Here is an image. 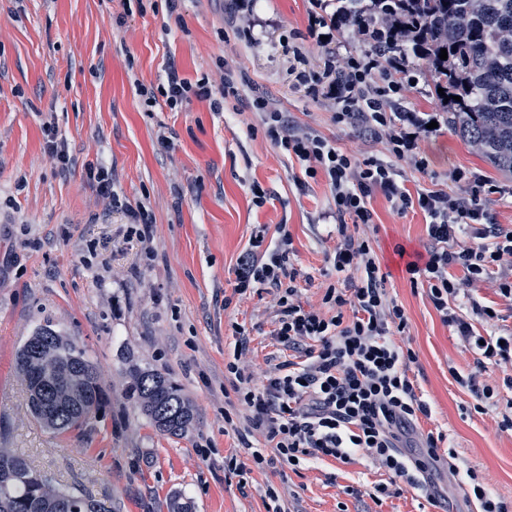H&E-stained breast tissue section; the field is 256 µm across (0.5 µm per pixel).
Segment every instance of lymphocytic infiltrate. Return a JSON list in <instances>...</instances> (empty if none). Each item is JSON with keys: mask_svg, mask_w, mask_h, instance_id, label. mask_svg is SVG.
<instances>
[{"mask_svg": "<svg viewBox=\"0 0 512 512\" xmlns=\"http://www.w3.org/2000/svg\"><path fill=\"white\" fill-rule=\"evenodd\" d=\"M288 53L294 60L289 73L297 85L311 99L328 102L336 125L351 131L368 151L357 155L341 150L299 125L267 95L250 96L257 122L249 133L262 134L290 163L298 164L297 189L303 192L311 180H325L337 244L324 258L317 309L300 300L304 274L290 260L292 239L286 225L272 231L260 227L237 259L234 294L270 291L275 301L273 334L300 359L269 364L262 379H255L239 365L247 332L236 327L233 356L224 362V376L234 392L224 423L237 433L248 457L226 456L224 474L242 477L254 469L279 464L297 468L330 458L347 464L363 455L388 476L387 483L377 485L378 494H388L393 486L412 488L427 492L435 505L439 499L432 492L433 475L443 465L458 475L465 496L480 512H512L473 468L461 467L455 451L442 455L434 436L416 438L415 423L430 409L408 375L416 354L397 342L406 333L407 317L387 291L373 237L357 231L373 224L371 201L378 194L396 214L423 213L426 248L407 263L409 281L426 287L442 322L476 354L475 368L464 384L477 399L489 400L494 391L481 379L487 364H512V329L484 335L472 323L476 317L485 322L496 318L474 299L476 284H492L512 301V230L496 224L484 206L493 189L482 176L461 169L452 175L458 186L454 193L440 186L416 191L406 187L404 167L420 172L428 168L420 149L428 130L426 118L403 105V91L414 78L398 58L382 60L369 51L345 57L332 51L320 69L308 70L301 66L304 43L289 42ZM245 87L243 72L234 67L225 69L224 85L216 92L208 80L189 82L171 66L158 91L169 107L196 98L218 112L224 99L240 97ZM375 144L383 145V152H372ZM257 434L264 439L263 447L252 443Z\"/></svg>", "mask_w": 512, "mask_h": 512, "instance_id": "f902f5d3", "label": "lymphocytic infiltrate"}]
</instances>
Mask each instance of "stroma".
I'll return each instance as SVG.
<instances>
[{"instance_id":"1","label":"stroma","mask_w":512,"mask_h":512,"mask_svg":"<svg viewBox=\"0 0 512 512\" xmlns=\"http://www.w3.org/2000/svg\"><path fill=\"white\" fill-rule=\"evenodd\" d=\"M313 9V0H259L256 12L268 25L255 29L252 45L226 25L224 0H0V448L23 453L58 487H79L107 512H169L176 496L192 512H266L269 483L284 512H435L408 488L373 499L385 476L360 457L255 471L243 484L224 475L225 456L241 450L224 427L234 324L249 334L242 361L255 375L284 353L271 294L233 298L236 261L259 226L287 225L292 261L312 278L302 300L318 305L324 254L336 246L321 218L331 193L321 179L298 192L286 157L248 133L255 117L246 100H227L220 112L197 99L172 109L147 105L136 87H157L171 65L190 82L205 77L218 87L229 64L297 121L359 151L358 139L288 75L284 38L305 30ZM48 122L68 144V167L44 150ZM162 135L170 148L160 146ZM420 147L429 168L406 169L409 189L435 178L453 192L456 169L479 172L497 188L486 208L512 229L511 177L446 126ZM99 161L121 201L149 212V266L125 214L87 184L88 165ZM254 181L275 194L261 208L248 189ZM372 208L386 288L405 309L404 341L417 357L410 375L432 410L419 429L443 433L488 491L511 501L512 432L499 427L512 398L505 374L496 366L485 372L497 403L475 411L458 381L474 356L405 271L425 251L423 214L398 215L379 195ZM44 324L73 338L98 369L101 405L82 430L43 429L14 369L17 351ZM134 367L180 386L195 411L183 436L157 432L127 396Z\"/></svg>"}]
</instances>
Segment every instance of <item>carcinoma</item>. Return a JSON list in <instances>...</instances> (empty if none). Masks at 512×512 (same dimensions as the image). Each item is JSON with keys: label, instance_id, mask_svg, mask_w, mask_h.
I'll use <instances>...</instances> for the list:
<instances>
[{"label": "carcinoma", "instance_id": "carcinoma-1", "mask_svg": "<svg viewBox=\"0 0 512 512\" xmlns=\"http://www.w3.org/2000/svg\"><path fill=\"white\" fill-rule=\"evenodd\" d=\"M336 28L365 33L362 44L412 55L431 78L448 126L499 172L512 177V0H336ZM448 58L440 59L441 49ZM449 100H444V97ZM461 97V101L454 97ZM69 372L50 377L41 355ZM39 423L57 433L80 430L97 412L102 387L96 366L71 338L47 324L18 351ZM129 396L163 434L183 435L195 418L182 390L165 374L134 368ZM0 512H99L76 489L58 488L22 454L0 448Z\"/></svg>", "mask_w": 512, "mask_h": 512}]
</instances>
